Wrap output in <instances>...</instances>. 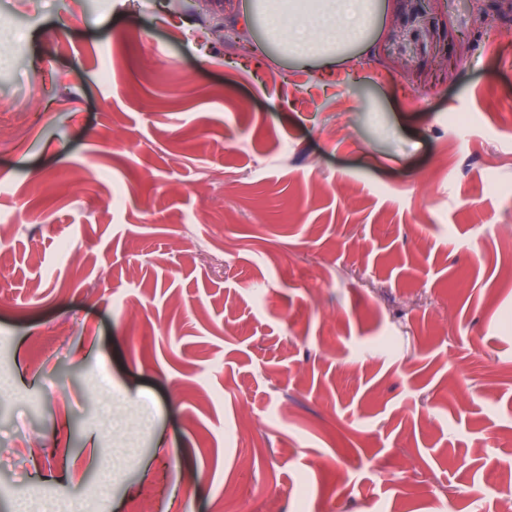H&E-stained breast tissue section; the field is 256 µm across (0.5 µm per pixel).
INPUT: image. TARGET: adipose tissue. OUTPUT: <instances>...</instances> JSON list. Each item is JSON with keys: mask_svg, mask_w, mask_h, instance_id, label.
<instances>
[{"mask_svg": "<svg viewBox=\"0 0 512 512\" xmlns=\"http://www.w3.org/2000/svg\"><path fill=\"white\" fill-rule=\"evenodd\" d=\"M237 10L240 30L261 32L260 50L304 68L352 60L381 29L380 0H223Z\"/></svg>", "mask_w": 512, "mask_h": 512, "instance_id": "adipose-tissue-1", "label": "adipose tissue"}]
</instances>
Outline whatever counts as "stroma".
I'll list each match as a JSON object with an SVG mask.
<instances>
[{
	"instance_id": "obj_1",
	"label": "stroma",
	"mask_w": 512,
	"mask_h": 512,
	"mask_svg": "<svg viewBox=\"0 0 512 512\" xmlns=\"http://www.w3.org/2000/svg\"><path fill=\"white\" fill-rule=\"evenodd\" d=\"M401 18L323 72L198 0H0V110L33 109L0 505L485 512L457 489L512 480V20L400 59Z\"/></svg>"
}]
</instances>
